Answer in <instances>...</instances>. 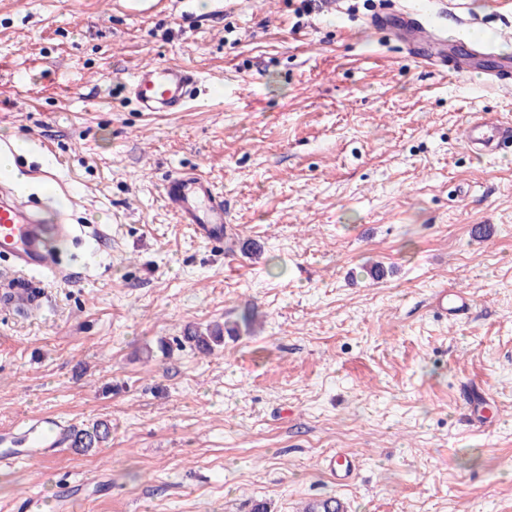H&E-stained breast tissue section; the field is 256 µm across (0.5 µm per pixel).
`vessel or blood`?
<instances>
[{
  "instance_id": "b4317fda",
  "label": "vessel or blood",
  "mask_w": 512,
  "mask_h": 512,
  "mask_svg": "<svg viewBox=\"0 0 512 512\" xmlns=\"http://www.w3.org/2000/svg\"><path fill=\"white\" fill-rule=\"evenodd\" d=\"M369 24L390 30L408 51L418 52L420 63L452 78L481 77L489 83L512 82V55L480 44H469L432 24L428 15L415 8H389L374 13ZM130 97L141 111L179 112L200 94V77L193 69L153 64L138 68L128 84ZM464 145L480 157L500 153L512 146V123L477 111L467 121ZM165 207L179 223L207 242L224 239V198L206 176L179 173L163 186ZM0 254L12 259L15 268L35 272L62 282L72 277L57 260L47 242L44 226L33 201L18 193L11 181L0 178ZM472 305L462 290L438 289L432 295L435 314L444 319H463ZM72 425L52 418L38 420L23 432L0 431V465L15 460V447L24 446L32 458L51 457L57 448L73 443Z\"/></svg>"
}]
</instances>
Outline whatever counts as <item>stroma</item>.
<instances>
[{
  "instance_id": "1",
  "label": "stroma",
  "mask_w": 512,
  "mask_h": 512,
  "mask_svg": "<svg viewBox=\"0 0 512 512\" xmlns=\"http://www.w3.org/2000/svg\"><path fill=\"white\" fill-rule=\"evenodd\" d=\"M0 0V150L25 192L112 242L66 249L74 283L0 286V429L44 416L110 427L84 451L0 471V512L61 479L85 512H512V153L464 147L512 89L442 78L365 26L384 0ZM451 35L512 41L507 0H437ZM149 63L197 70L183 111H139ZM224 197L223 242L164 207L169 176ZM469 318H438V288ZM223 325L199 354L188 331ZM465 390L489 400L472 424ZM354 457L338 484L328 457ZM472 305L471 296L463 290L439 288L432 295V308L440 318L462 320Z\"/></svg>"
}]
</instances>
